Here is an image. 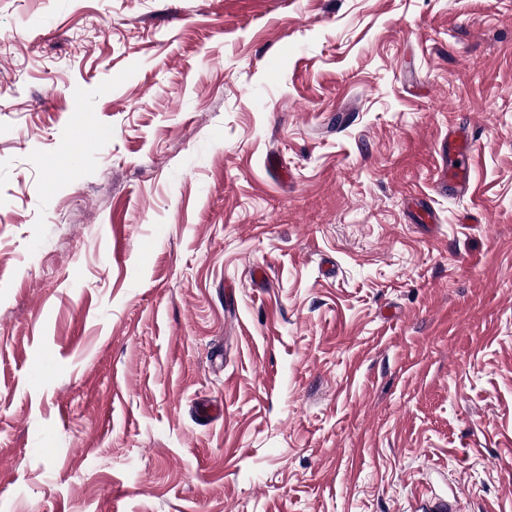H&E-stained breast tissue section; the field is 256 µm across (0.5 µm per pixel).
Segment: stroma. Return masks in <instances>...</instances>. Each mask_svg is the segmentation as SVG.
<instances>
[{"instance_id": "stroma-1", "label": "stroma", "mask_w": 512, "mask_h": 512, "mask_svg": "<svg viewBox=\"0 0 512 512\" xmlns=\"http://www.w3.org/2000/svg\"><path fill=\"white\" fill-rule=\"evenodd\" d=\"M0 96V512H512V0H0ZM452 141V146L449 147V156L448 140L445 139L441 144L439 151L441 165L438 166L437 182L442 186L449 184L453 188L468 191L474 148L467 137ZM455 163H458V166H455Z\"/></svg>"}]
</instances>
